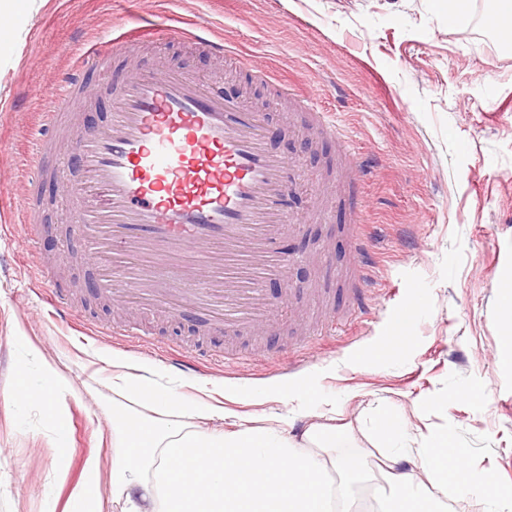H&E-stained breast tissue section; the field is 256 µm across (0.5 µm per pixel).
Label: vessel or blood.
I'll use <instances>...</instances> for the list:
<instances>
[{
  "label": "vessel or blood",
  "mask_w": 512,
  "mask_h": 512,
  "mask_svg": "<svg viewBox=\"0 0 512 512\" xmlns=\"http://www.w3.org/2000/svg\"><path fill=\"white\" fill-rule=\"evenodd\" d=\"M205 30L200 23L170 35L229 55L226 42ZM155 34L134 28L88 50L51 90L31 159L39 176L57 182L69 214L66 236L88 257L93 288L133 306L171 308L192 318L203 336L250 333L269 315L262 290L269 268L283 274L290 264L277 242L294 231L288 198L298 178L292 161L273 150L259 111L225 98L223 81L192 71L113 68V59L130 57L137 40ZM103 89L111 96L104 118L75 124L73 106ZM315 116L349 169L359 170L334 113ZM67 133L69 153L53 157L56 139ZM42 207L29 194L20 223L38 231ZM349 247L357 269L351 302L359 311L371 281L361 225L351 227ZM206 358L188 345L167 356L186 372Z\"/></svg>",
  "instance_id": "1"
}]
</instances>
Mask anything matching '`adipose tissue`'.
I'll use <instances>...</instances> for the list:
<instances>
[{
  "mask_svg": "<svg viewBox=\"0 0 512 512\" xmlns=\"http://www.w3.org/2000/svg\"><path fill=\"white\" fill-rule=\"evenodd\" d=\"M43 0H0V18L11 23V38L0 39V60L11 59L17 40ZM109 384L123 401L114 405L112 423L113 512H333L332 496L349 498L352 483L365 480L359 456H334L344 430L324 424L335 403L317 402L305 385L295 396L307 423L300 436L290 435L285 416L273 413L263 426L224 430L212 420H226L223 409L206 410L159 385L155 371L123 372L113 358ZM40 384L28 373L16 378V394L41 406L57 437H65L67 420L55 394L68 386L51 364L41 367ZM147 405L148 413L131 414L127 401ZM377 428L389 451L375 485L381 512H447L449 499L465 501L472 488L466 451L448 435L432 430L416 446L396 417L380 412ZM343 477L332 487L327 472ZM72 497L75 512H104L100 460L90 455Z\"/></svg>",
  "mask_w": 512,
  "mask_h": 512,
  "instance_id": "adipose-tissue-1",
  "label": "adipose tissue"
}]
</instances>
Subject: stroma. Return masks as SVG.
<instances>
[{
    "mask_svg": "<svg viewBox=\"0 0 512 512\" xmlns=\"http://www.w3.org/2000/svg\"><path fill=\"white\" fill-rule=\"evenodd\" d=\"M495 0H471L466 15L449 19L434 0H47L18 47L0 67V512H68L90 454L101 461V490L111 498L112 406L106 379L113 354L174 374L162 348L190 344L187 322L130 308L91 288L84 258L57 240L67 217L54 204L56 185L35 179L24 163L39 115L38 91L73 72L78 57L110 30L150 22L208 24L233 51L216 56L167 35L139 43L136 61L220 77L242 103L259 109L275 132L274 148L320 178L336 167V146L322 136L304 105L316 98L336 113L370 170L357 193L374 257L370 313L352 312L345 289L325 279L350 270L348 214L307 224L279 245L294 256L287 281L267 280L269 298L284 283L305 287L293 309L271 316L260 341L210 336L216 350L241 356L181 375L177 393L199 397V384L224 393L239 421L269 409H297L291 383L336 402L346 429L340 450L368 468L382 462L373 429L386 405L414 432L439 429L467 448L474 477L489 475L512 488V365L498 324L502 283L512 282V43L484 23ZM288 79L280 94L263 71ZM44 200L41 255L27 225L12 216L30 188ZM45 259L51 276L79 315L103 325L124 323L150 333L152 343L120 346L53 318L33 275ZM425 307L409 323L412 344L379 358L375 348L393 335V319L408 302ZM24 332L71 388L61 398L68 432L57 438L33 406L10 398L20 371L37 366L16 343ZM66 467H58V456Z\"/></svg>",
    "mask_w": 512,
    "mask_h": 512,
    "instance_id": "35a3bbf8",
    "label": "stroma"
}]
</instances>
